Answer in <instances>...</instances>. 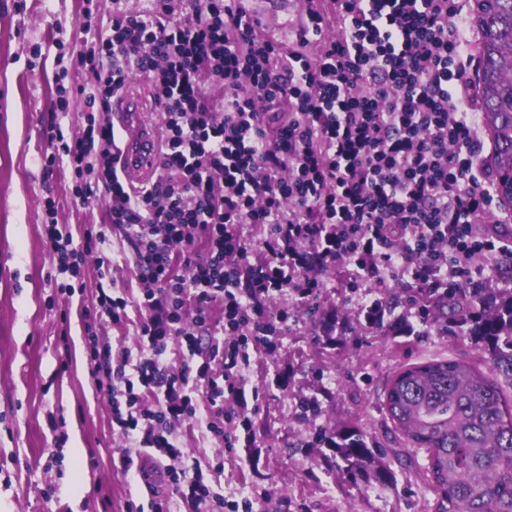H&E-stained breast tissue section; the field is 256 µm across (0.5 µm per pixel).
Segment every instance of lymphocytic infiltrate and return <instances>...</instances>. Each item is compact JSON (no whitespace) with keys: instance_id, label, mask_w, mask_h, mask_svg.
<instances>
[{"instance_id":"lymphocytic-infiltrate-1","label":"lymphocytic infiltrate","mask_w":512,"mask_h":512,"mask_svg":"<svg viewBox=\"0 0 512 512\" xmlns=\"http://www.w3.org/2000/svg\"><path fill=\"white\" fill-rule=\"evenodd\" d=\"M470 11L471 0H307L287 51L260 33L243 0H145L134 13L96 0L86 9L91 41L77 64L106 76L84 103L108 110L132 75H146L162 120L161 174L137 191L124 184L110 119L67 138L76 92L58 87L45 166L67 164L83 203L94 191L82 176L96 166L109 224L63 234L49 197L43 229L61 275L93 252L109 267L108 231L133 248L138 297L100 288L95 315L119 324L136 307L139 353L94 349L90 377L137 451L181 457L169 427L186 421L225 453L254 446L242 371L250 347L288 322L265 299L320 295L305 252L352 263L358 283L375 288L404 278L462 284L476 260L512 256V238L485 227L500 201L474 111ZM329 22L339 37L323 38ZM313 40L317 52L302 54ZM206 77L221 85L220 100L207 97ZM173 340L184 354L177 366L166 360ZM173 482L181 498L211 500L210 512H252L249 498L211 494L195 470Z\"/></svg>"}]
</instances>
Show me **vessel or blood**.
Here are the masks:
<instances>
[{
  "mask_svg": "<svg viewBox=\"0 0 512 512\" xmlns=\"http://www.w3.org/2000/svg\"><path fill=\"white\" fill-rule=\"evenodd\" d=\"M245 7L261 19L274 15L283 23L293 12V0H247ZM112 110L125 139L120 170L129 185L145 184L154 175L161 136L156 127L145 120L128 95L121 93L115 96Z\"/></svg>",
  "mask_w": 512,
  "mask_h": 512,
  "instance_id": "vessel-or-blood-1",
  "label": "vessel or blood"
}]
</instances>
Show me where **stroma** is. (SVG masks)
Wrapping results in <instances>:
<instances>
[{"label": "stroma", "instance_id": "stroma-1", "mask_svg": "<svg viewBox=\"0 0 512 512\" xmlns=\"http://www.w3.org/2000/svg\"><path fill=\"white\" fill-rule=\"evenodd\" d=\"M85 6L86 0H0V512H141L172 493L155 463L122 473L119 460L133 445L113 431L110 402L90 381L84 311L101 282L96 259L81 265L75 294H61L42 232L49 195L58 201L59 224L73 236L105 219L103 190L88 203L72 201V170L43 164L42 117L58 85L95 81L76 63ZM104 250L112 259L110 279L137 297L130 245L115 235ZM347 271L342 263L320 269L321 310L342 317L373 297L370 288L350 294ZM266 307L273 314L288 309L294 321L250 351L246 387L260 397H245L243 414L254 446L228 455L200 428L174 429L212 489L229 500L249 496L254 512H435L425 454L382 411L384 389L402 369L431 360L460 359L488 371L486 354L468 337L435 328L420 337L359 330L331 349L303 307L278 298ZM313 396L321 411L303 416L299 404ZM349 422L388 448L392 486L350 485L321 464L322 449L304 447L312 432Z\"/></svg>", "mask_w": 512, "mask_h": 512}]
</instances>
